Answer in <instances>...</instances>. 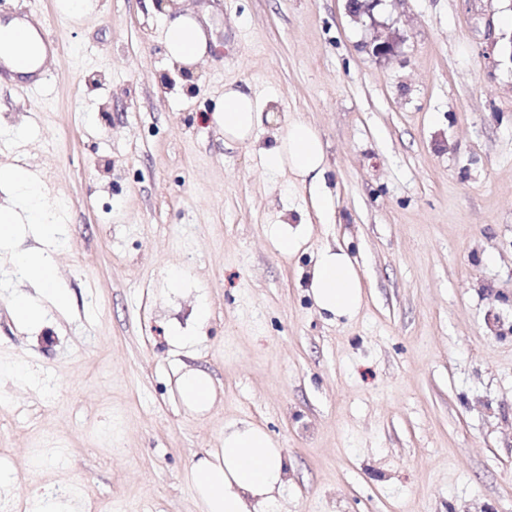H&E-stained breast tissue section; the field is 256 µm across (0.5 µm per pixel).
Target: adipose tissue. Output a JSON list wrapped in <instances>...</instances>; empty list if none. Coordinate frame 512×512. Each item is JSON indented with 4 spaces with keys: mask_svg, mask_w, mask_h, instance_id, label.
Returning a JSON list of instances; mask_svg holds the SVG:
<instances>
[{
    "mask_svg": "<svg viewBox=\"0 0 512 512\" xmlns=\"http://www.w3.org/2000/svg\"><path fill=\"white\" fill-rule=\"evenodd\" d=\"M164 42L171 64L193 68L207 50L208 33L198 14L188 10L166 21ZM46 60V49L31 22L12 19L0 24V63L6 68L24 74ZM263 112V103L251 92L228 85L215 104L212 122L223 133L226 146H250L257 142ZM263 155L270 171L289 172L307 191L319 217H331L333 195L325 181V150L310 124L288 123ZM0 191L10 198L9 205L0 208V253L14 252L16 266L33 287L57 305H65L51 255L14 251L20 234L53 239L63 233L62 226L51 221L35 178L19 167L0 171ZM308 275L307 293L319 312L335 319L357 314L363 302L362 282L344 249H322ZM290 470L285 449L263 427L243 421L227 426L221 447L207 450L192 464L190 474L202 512H280Z\"/></svg>",
    "mask_w": 512,
    "mask_h": 512,
    "instance_id": "ef3b65f1",
    "label": "adipose tissue"
}]
</instances>
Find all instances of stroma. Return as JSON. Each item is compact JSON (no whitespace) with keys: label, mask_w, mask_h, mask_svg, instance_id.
<instances>
[{"label":"stroma","mask_w":512,"mask_h":512,"mask_svg":"<svg viewBox=\"0 0 512 512\" xmlns=\"http://www.w3.org/2000/svg\"><path fill=\"white\" fill-rule=\"evenodd\" d=\"M0 0L61 48L31 97L0 84V167L41 186L65 310L29 329V291L0 257V471L25 500L80 512H201L190 461L226 423L288 453V512H512V0H189L212 37L196 71L166 56L162 0ZM397 41L371 53L375 25ZM233 83L271 112L228 148L211 114ZM318 132L329 220L306 211L260 147L289 121ZM307 218L298 253L271 224ZM342 246L364 304L307 295L316 253ZM187 278L171 287L169 273ZM206 302V321L195 316ZM190 345L169 343L172 327ZM207 373L208 411L177 379ZM14 312L18 322L24 326L33 327L41 321V306L24 296L14 299Z\"/></svg>","instance_id":"1"}]
</instances>
